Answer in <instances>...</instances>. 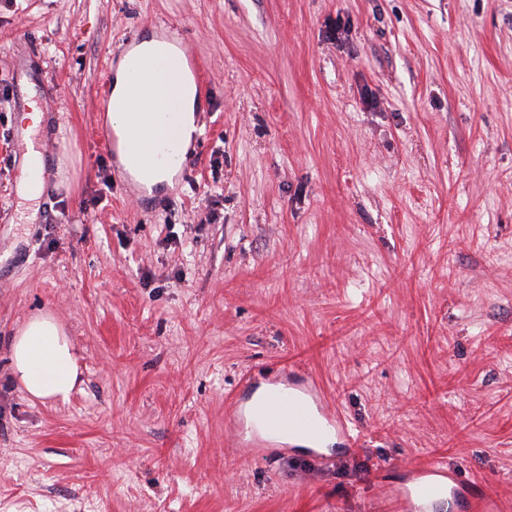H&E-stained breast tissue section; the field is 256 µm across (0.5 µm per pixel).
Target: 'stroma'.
I'll use <instances>...</instances> for the list:
<instances>
[{"label": "stroma", "instance_id": "35a3bbf8", "mask_svg": "<svg viewBox=\"0 0 512 512\" xmlns=\"http://www.w3.org/2000/svg\"><path fill=\"white\" fill-rule=\"evenodd\" d=\"M149 33L209 91L148 203L98 109ZM17 89L49 103L51 167L19 196L0 111V512H393L378 472L432 457L512 512V0H0ZM42 312L78 360L64 403L11 379ZM292 361L358 448L235 446L227 400Z\"/></svg>", "mask_w": 512, "mask_h": 512}]
</instances>
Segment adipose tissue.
Here are the masks:
<instances>
[{
	"instance_id": "adipose-tissue-1",
	"label": "adipose tissue",
	"mask_w": 512,
	"mask_h": 512,
	"mask_svg": "<svg viewBox=\"0 0 512 512\" xmlns=\"http://www.w3.org/2000/svg\"><path fill=\"white\" fill-rule=\"evenodd\" d=\"M132 54L142 65L133 72L124 62L116 71L109 118L127 172L135 182L154 186L172 174L171 163L156 158L157 142L172 141L183 149L191 141L196 87L182 53L167 41L141 42ZM130 140L137 145L131 152L125 148ZM10 359L15 381L31 398L69 400L79 371L71 341L52 313L26 320L12 340Z\"/></svg>"
}]
</instances>
